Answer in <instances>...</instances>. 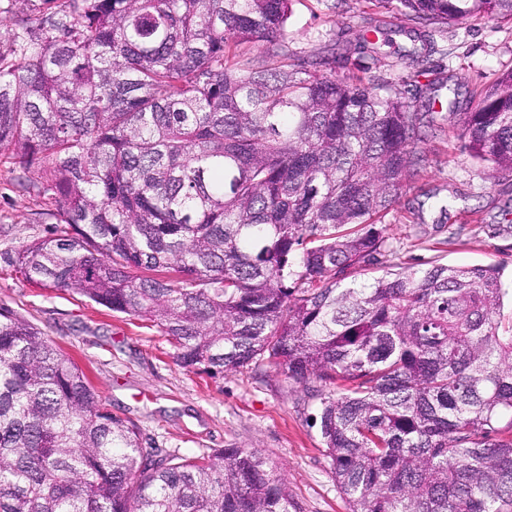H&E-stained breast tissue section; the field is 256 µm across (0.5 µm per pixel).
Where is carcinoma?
<instances>
[{"label":"carcinoma","instance_id":"obj_1","mask_svg":"<svg viewBox=\"0 0 512 512\" xmlns=\"http://www.w3.org/2000/svg\"><path fill=\"white\" fill-rule=\"evenodd\" d=\"M413 27L512 0H375ZM290 0H40L0 22V151L60 227L13 265L155 322L184 369L274 372L318 402L350 512H512V324L495 266L378 263L434 125L396 84L275 46ZM269 45L255 64L241 46ZM457 139L512 175V71ZM140 274H135V271ZM0 512H301L251 448L147 445L0 307Z\"/></svg>","mask_w":512,"mask_h":512}]
</instances>
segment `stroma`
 Wrapping results in <instances>:
<instances>
[{
	"label": "stroma",
	"mask_w": 512,
	"mask_h": 512,
	"mask_svg": "<svg viewBox=\"0 0 512 512\" xmlns=\"http://www.w3.org/2000/svg\"><path fill=\"white\" fill-rule=\"evenodd\" d=\"M368 18L395 20L367 0H292L282 47L296 59L335 50L337 73L401 83L419 110L434 104L439 129L422 146L426 162L418 179L385 217L384 236L406 266L494 265L512 288V183L461 151L456 139L474 95L512 71V21L405 29L371 49L359 37ZM412 49L422 52L426 72L409 83L399 55ZM39 179L38 170L23 171L0 154V305L42 329L85 371L102 406L135 423L156 447L186 456L256 449L281 467L303 512H350L313 422L316 404L302 385L249 370L187 371L155 323L71 291L35 287L16 272V252L57 230L52 206L19 186ZM432 191L445 207L434 206Z\"/></svg>",
	"instance_id": "obj_1"
}]
</instances>
